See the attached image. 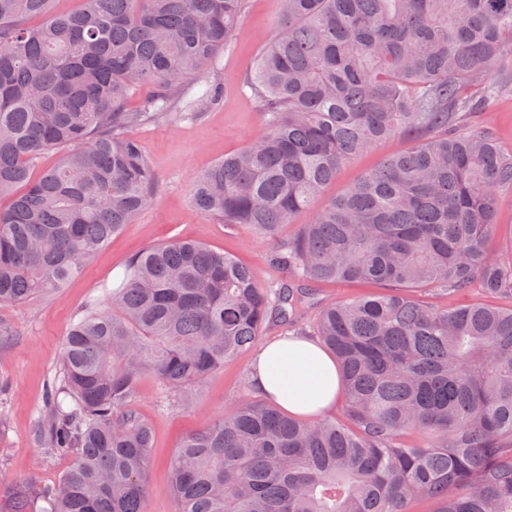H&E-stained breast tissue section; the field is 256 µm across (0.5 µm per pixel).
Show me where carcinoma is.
I'll return each mask as SVG.
<instances>
[{
  "label": "carcinoma",
  "instance_id": "cac0c4a2",
  "mask_svg": "<svg viewBox=\"0 0 512 512\" xmlns=\"http://www.w3.org/2000/svg\"><path fill=\"white\" fill-rule=\"evenodd\" d=\"M0 0V305L54 293L154 198L135 132L224 52L247 0ZM244 77L263 135L194 181L197 212L274 245L287 278L173 238L125 266L109 306L88 301L47 381L37 439L71 465L57 482H0V512H146L152 431L142 377L172 404L270 323L334 355L344 407L303 420L247 396L170 459L176 512H512V307H436L420 292L512 296L493 257L512 155L460 130L512 59V0H283ZM138 88L151 95L131 111ZM411 146L317 204L378 141ZM62 149L59 162L35 171ZM309 212L298 234L282 226ZM376 283L308 318L307 285Z\"/></svg>",
  "mask_w": 512,
  "mask_h": 512
}]
</instances>
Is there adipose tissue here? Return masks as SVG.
<instances>
[{
    "mask_svg": "<svg viewBox=\"0 0 512 512\" xmlns=\"http://www.w3.org/2000/svg\"><path fill=\"white\" fill-rule=\"evenodd\" d=\"M250 380L262 397L307 418L333 408L342 385L335 359L304 336H287L261 349L251 365Z\"/></svg>",
    "mask_w": 512,
    "mask_h": 512,
    "instance_id": "obj_1",
    "label": "adipose tissue"
}]
</instances>
